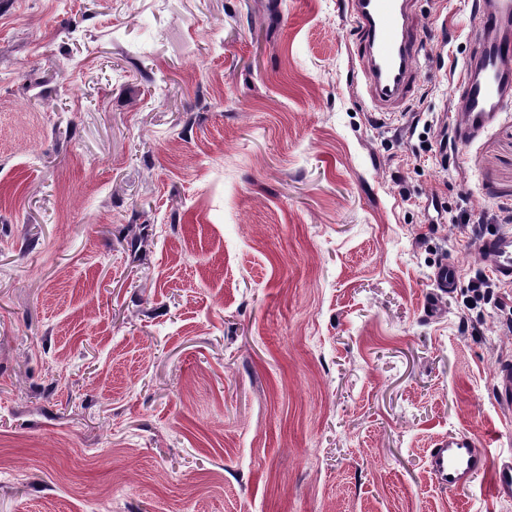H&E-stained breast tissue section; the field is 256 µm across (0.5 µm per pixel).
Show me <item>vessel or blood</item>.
I'll return each mask as SVG.
<instances>
[{
    "label": "vessel or blood",
    "instance_id": "b4317fda",
    "mask_svg": "<svg viewBox=\"0 0 512 512\" xmlns=\"http://www.w3.org/2000/svg\"><path fill=\"white\" fill-rule=\"evenodd\" d=\"M359 40L357 75L368 101L378 110L399 111L411 94L417 71V49L409 20L413 0H349ZM475 11L481 33L464 63L459 118L454 135L471 143L512 105V0H477ZM480 252L490 260L494 274L512 283V231L489 235ZM455 265L440 263L434 288L425 303L426 316L440 312L439 303L457 282ZM493 396L501 410L512 412V361L497 364ZM494 473L498 494L512 491V459L492 458L470 434L455 433L437 442L428 457V470L436 484L451 492L465 490L474 475Z\"/></svg>",
    "mask_w": 512,
    "mask_h": 512
}]
</instances>
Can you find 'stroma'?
<instances>
[{"mask_svg":"<svg viewBox=\"0 0 512 512\" xmlns=\"http://www.w3.org/2000/svg\"><path fill=\"white\" fill-rule=\"evenodd\" d=\"M471 5L414 0L393 117L348 0H0V512H512L427 469L512 455L467 292L512 108L446 144ZM458 271L454 264L440 263L435 270L434 286L424 303V313L428 317H436L440 313L439 303L443 295L450 293L457 282ZM480 447L472 435L463 432L437 442L428 457V470L436 484L451 492L463 491L474 475L491 468L496 492L502 495L512 490V459H494L487 448Z\"/></svg>","mask_w":512,"mask_h":512,"instance_id":"obj_1","label":"stroma"}]
</instances>
